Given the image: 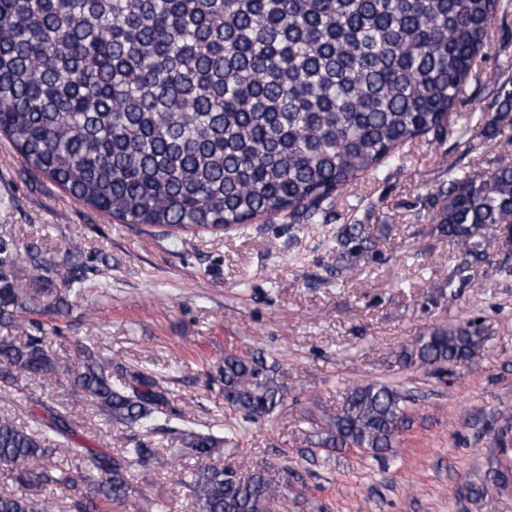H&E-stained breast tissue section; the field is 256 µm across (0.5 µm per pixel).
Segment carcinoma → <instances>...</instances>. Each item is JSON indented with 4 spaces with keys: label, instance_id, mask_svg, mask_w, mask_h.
<instances>
[{
    "label": "carcinoma",
    "instance_id": "1",
    "mask_svg": "<svg viewBox=\"0 0 512 512\" xmlns=\"http://www.w3.org/2000/svg\"><path fill=\"white\" fill-rule=\"evenodd\" d=\"M512 0H0V134L26 169L51 179L123 224L218 232L258 217L330 224L335 201L359 179L414 162L405 146L453 140L448 181L422 206L436 230L466 247V264L487 259L483 230L512 225V160L490 173L462 158L485 141L512 143V96L494 113L463 112L467 88L482 87L493 25ZM480 128L476 140L472 126ZM336 260L354 271L381 259L363 224L336 231ZM81 248L66 253L67 285L83 282ZM49 280L56 256L0 235V323L31 313L15 288L24 267ZM23 339L0 336V392L23 378L58 380L71 355L44 346L42 324ZM485 336L475 319L437 327L407 362L442 376L473 362ZM74 385L127 428L155 427L165 392L140 370L112 382V359L92 339L76 347ZM224 401L256 421L286 396L258 362L224 354ZM45 419L21 426L0 415V464L16 488L0 512H55L33 489L58 484L71 512L137 496L127 466L154 455L143 443L117 457L73 446L68 416L36 396ZM406 397L383 382L354 386L327 416L322 445L378 454L406 428ZM58 447H45L50 436ZM210 457L224 438L190 432ZM56 455L63 467L37 460ZM200 512H272L288 469L264 466L243 479L219 462L183 470Z\"/></svg>",
    "mask_w": 512,
    "mask_h": 512
}]
</instances>
